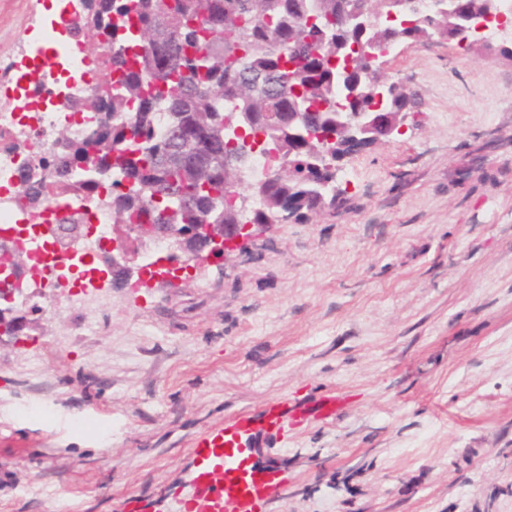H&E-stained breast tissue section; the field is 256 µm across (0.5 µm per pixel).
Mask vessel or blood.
<instances>
[{
	"instance_id": "obj_1",
	"label": "vessel or blood",
	"mask_w": 512,
	"mask_h": 512,
	"mask_svg": "<svg viewBox=\"0 0 512 512\" xmlns=\"http://www.w3.org/2000/svg\"><path fill=\"white\" fill-rule=\"evenodd\" d=\"M347 403L346 394L324 389L276 397L258 411L229 415L193 441L191 480L187 490L173 496L171 512H264L288 475L274 463L260 462L259 448L289 428L337 419Z\"/></svg>"
}]
</instances>
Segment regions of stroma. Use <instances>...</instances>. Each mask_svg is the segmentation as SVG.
Here are the masks:
<instances>
[{
	"label": "stroma",
	"mask_w": 512,
	"mask_h": 512,
	"mask_svg": "<svg viewBox=\"0 0 512 512\" xmlns=\"http://www.w3.org/2000/svg\"><path fill=\"white\" fill-rule=\"evenodd\" d=\"M46 0H0V57ZM423 106L346 159L347 207L277 224L178 287L57 288L0 342V512L160 508L193 439L282 395L351 396L262 455L266 512H512V61L441 36L391 60Z\"/></svg>",
	"instance_id": "obj_1"
}]
</instances>
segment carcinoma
Wrapping results in <instances>:
<instances>
[{"mask_svg": "<svg viewBox=\"0 0 512 512\" xmlns=\"http://www.w3.org/2000/svg\"><path fill=\"white\" fill-rule=\"evenodd\" d=\"M359 0H320L316 23L307 24L312 0H90L81 17V36L110 54L112 92L99 99L71 102L98 113L88 154L85 141L65 140L59 166L67 173L83 163L109 173L114 224H232L239 186L224 188V116L251 112L248 131L283 138L287 152L304 156L288 136L290 100L299 92L310 112H368L364 56L350 51V72L336 75L337 42L358 46L368 37L341 27ZM399 29L408 42L419 41L424 26L406 16ZM421 101L398 93L389 112H414ZM164 112L167 132L156 131ZM265 112L282 113L276 127ZM31 165L20 173L21 190L33 206L44 199ZM307 182L283 178L271 183L264 207L240 216L241 223L263 224L266 214L295 207L303 223L319 211L301 206Z\"/></svg>", "mask_w": 512, "mask_h": 512, "instance_id": "1", "label": "carcinoma"}]
</instances>
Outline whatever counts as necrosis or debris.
Returning a JSON list of instances; mask_svg holds the SVG:
<instances>
[{"instance_id":"4bbe7bcc","label":"necrosis or debris","mask_w":512,"mask_h":512,"mask_svg":"<svg viewBox=\"0 0 512 512\" xmlns=\"http://www.w3.org/2000/svg\"><path fill=\"white\" fill-rule=\"evenodd\" d=\"M69 0L40 24V38L19 35L14 56L0 60V264L15 252L29 259L23 280L30 288H63L71 305L97 287L89 265L112 240V209L102 190H89L82 173L43 182L46 203L29 204L19 189L21 158L55 167L58 130L84 139L96 122L92 112H74L72 98L102 94L105 82L84 41L74 32ZM85 265L80 281L72 266Z\"/></svg>"}]
</instances>
